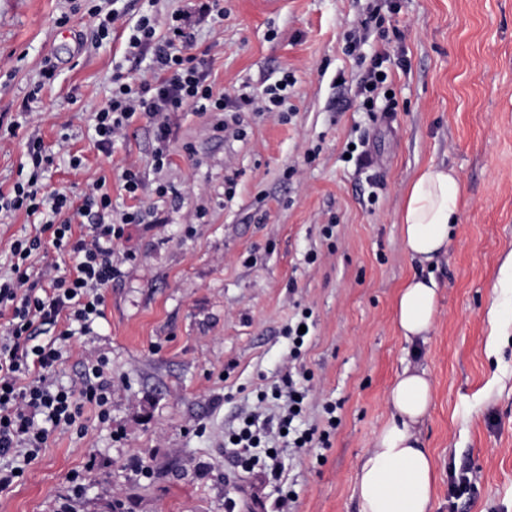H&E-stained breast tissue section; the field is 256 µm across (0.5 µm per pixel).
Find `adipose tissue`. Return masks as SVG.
I'll return each mask as SVG.
<instances>
[{"label": "adipose tissue", "mask_w": 512, "mask_h": 512, "mask_svg": "<svg viewBox=\"0 0 512 512\" xmlns=\"http://www.w3.org/2000/svg\"><path fill=\"white\" fill-rule=\"evenodd\" d=\"M460 183L444 165H430L413 180L401 213V235L411 259L425 267L447 255L459 211ZM440 286L433 276H410L400 288L395 323L407 341H426L435 320ZM433 402L424 368L408 366L387 394L392 417L361 458L355 492L359 512H433L434 461L417 433Z\"/></svg>", "instance_id": "1"}]
</instances>
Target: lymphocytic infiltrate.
<instances>
[{
  "mask_svg": "<svg viewBox=\"0 0 512 512\" xmlns=\"http://www.w3.org/2000/svg\"><path fill=\"white\" fill-rule=\"evenodd\" d=\"M131 48L152 50V80L138 84L123 76L112 80V95L96 114L95 131L101 149H109L114 138L135 117L143 115L155 127L152 160L156 169L169 163L171 117L176 113L255 112L277 114L286 120L282 107L288 95V81L269 88L263 103L246 92L229 96L215 92L203 60L192 55L195 36L188 11L175 14L167 36L156 34L150 17H141L129 39ZM32 172L27 181L16 183L9 194H0V211H22L34 215L50 210L52 217L39 227L37 235L16 240L11 249L9 274L0 276V316H6L0 330V491L19 483L29 464L47 446L53 433L84 432L85 408H93L100 422L110 418L112 380L109 361L92 355L83 363L84 380L66 387L57 383L55 372L67 341L76 332L90 331L102 317V290L119 274L112 245L125 235L130 224L143 223L146 212L137 206L141 188L138 170H123V188L135 205L120 218L112 216V199L106 182H97L82 201L64 192L44 196L42 173L51 164L41 141L27 145ZM94 216L88 233L74 235L66 211ZM50 240H43V233ZM70 257L69 268L48 262L50 279L36 276L29 259L44 243ZM56 325L60 331L46 342H37V325Z\"/></svg>",
  "mask_w": 512,
  "mask_h": 512,
  "instance_id": "lymphocytic-infiltrate-1",
  "label": "lymphocytic infiltrate"
}]
</instances>
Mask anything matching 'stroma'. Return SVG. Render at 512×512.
Listing matches in <instances>:
<instances>
[{
	"label": "stroma",
	"mask_w": 512,
	"mask_h": 512,
	"mask_svg": "<svg viewBox=\"0 0 512 512\" xmlns=\"http://www.w3.org/2000/svg\"><path fill=\"white\" fill-rule=\"evenodd\" d=\"M187 5L114 0L102 40L94 0H0V113L21 122L0 132V192L26 179L27 143L38 139L53 156L44 194L102 179L117 217L135 202L120 180L132 166L138 202L158 217L114 243L121 275L103 290L104 316L67 343L56 373L79 383L84 358L106 356L111 421L88 410L85 435L55 433L0 493V512H263L288 493L293 512H359L357 464L390 418L389 388L413 364L434 384L420 437L435 463V512H512V294L493 293L512 250V0H283L273 13L223 0V17L193 14L195 54L218 92L260 97L290 77L288 122L246 112L237 137L222 114L178 113L158 170L154 128L138 115L103 151L95 115L113 77L152 75L151 52L128 46L135 25L152 16L165 36ZM374 5L400 36L373 33L348 51L347 33ZM380 50L389 114L351 104ZM430 164L458 173L461 204L433 269L435 325L417 350L394 319L397 292L418 270L399 215ZM45 220L0 213V272L12 243ZM494 303L505 331L492 353ZM303 316L311 332L294 380L307 396L293 426L329 430L330 445L297 448L274 431L245 472L229 435L246 412L284 407L271 397L293 347L284 329ZM136 460L147 474L132 471ZM272 466L278 478L259 481ZM84 471L85 491L72 497L68 477Z\"/></svg>",
	"instance_id": "stroma-1"
}]
</instances>
